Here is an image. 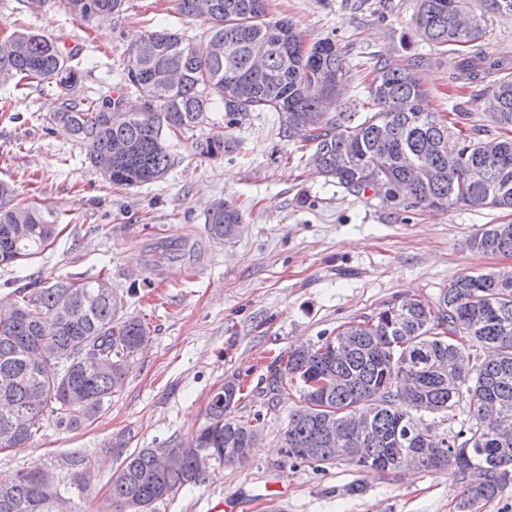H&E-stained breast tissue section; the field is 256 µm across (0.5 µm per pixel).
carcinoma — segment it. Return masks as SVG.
Returning <instances> with one entry per match:
<instances>
[{"mask_svg":"<svg viewBox=\"0 0 512 512\" xmlns=\"http://www.w3.org/2000/svg\"><path fill=\"white\" fill-rule=\"evenodd\" d=\"M72 16L91 22L117 12L122 0H60ZM178 0L184 17L208 21L197 39L168 28L138 35L130 48L126 91L98 102L82 96L80 49L65 51L34 32L10 37L12 51L0 55V79L15 87L36 82L56 87L61 108L54 119L86 144L93 167L106 159L113 185L137 187L162 179L174 165L170 137L201 126L213 101L224 106L227 126L251 112L274 111L280 131L308 127L311 161L347 191L368 190L385 202L445 210L452 206L512 209V75L506 61L486 51V16L512 17V0H419L411 19L425 40L461 57L460 79L500 71L492 94L503 110L492 115L498 142L486 150L479 132L460 125L469 113L448 121L429 105V92L413 65L378 61L371 67V107L357 120L340 109L336 88L349 70L330 38L309 42L289 20L269 17V0ZM472 12L480 25L458 37L453 16ZM139 95L132 111L128 94ZM457 135V147H446ZM224 131H212L199 151L218 157L236 150ZM16 189L0 182V265L36 257L57 236L58 216L14 203ZM206 223L211 238L239 232L243 218L218 201ZM490 224L469 240L479 253L512 256V231L496 233ZM15 301L0 308V451L25 448L46 416L72 429L94 421L122 391L129 364L152 340L139 316L120 313L109 276L12 282ZM353 337L345 349L336 339L292 351L267 367L262 395L274 401L296 384L299 405L288 416L283 443L288 458L317 469L344 458L356 466L397 473L402 465L452 469L463 484L458 512L500 496L512 483V442L497 432L512 429V276L478 272L459 276L434 301L387 303L370 316L337 328ZM473 354L459 370L454 354ZM409 364L418 374L410 392L396 381ZM238 383L226 381L212 396L205 422L171 449L166 469L157 470L153 449L119 452L109 494L99 512H156L203 476L196 454L213 457L216 468L241 464L248 454L224 455L226 448H252L261 436V417L236 418ZM473 408L474 423L451 439L424 433L412 411L449 412L462 398ZM370 414L369 430L349 429L357 410ZM332 419L342 434V453L323 422ZM94 458L68 456L66 466L51 463L36 471L0 476V512H85V472Z\"/></svg>","mask_w":512,"mask_h":512,"instance_id":"1","label":"carcinoma"}]
</instances>
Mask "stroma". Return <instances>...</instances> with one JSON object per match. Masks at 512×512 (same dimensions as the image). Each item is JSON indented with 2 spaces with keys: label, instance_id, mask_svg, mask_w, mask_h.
Wrapping results in <instances>:
<instances>
[{
  "label": "stroma",
  "instance_id": "1",
  "mask_svg": "<svg viewBox=\"0 0 512 512\" xmlns=\"http://www.w3.org/2000/svg\"><path fill=\"white\" fill-rule=\"evenodd\" d=\"M417 5L270 0V12L307 38L335 40L350 70L343 97L350 111H361L368 97L362 67L388 60L415 66L435 111L459 108L472 124L493 129L477 104L488 82L456 93L449 78L457 58L416 35ZM163 27L198 37L208 25L181 17L176 0H124L119 13L89 24L57 4L36 10L0 0V41L27 30L66 51L81 47L83 92L91 99L121 91L132 40ZM58 106L54 87L0 82V180L15 183L23 203L57 212L61 230L37 258L0 266V296H10L19 278L90 279L105 268L123 310L143 316L153 340L94 422L62 430L45 421L28 447L0 452V473L76 450L92 455L85 509L97 512L119 450L174 447L204 422L214 392L235 378L243 385L235 416H261L248 460L207 472L157 512H209L220 501L233 512H455L461 488L449 469L384 476L343 459L320 470L292 463L283 433L299 394L287 390L267 406L263 379L277 356L316 345L384 303L406 295L431 301L459 275L512 270V256L468 247L481 225L512 224V210L403 209L350 194L301 159L296 142L279 135L274 112H253L229 127L237 151L202 156L196 141L224 124L219 103L201 127L171 140L175 163L164 179L115 186L88 162L85 144L54 121ZM218 200L243 215L234 238L207 233L206 214ZM160 241L173 259L162 262L153 287L128 294L127 274L143 269ZM354 484L359 493H350Z\"/></svg>",
  "mask_w": 512,
  "mask_h": 512
}]
</instances>
